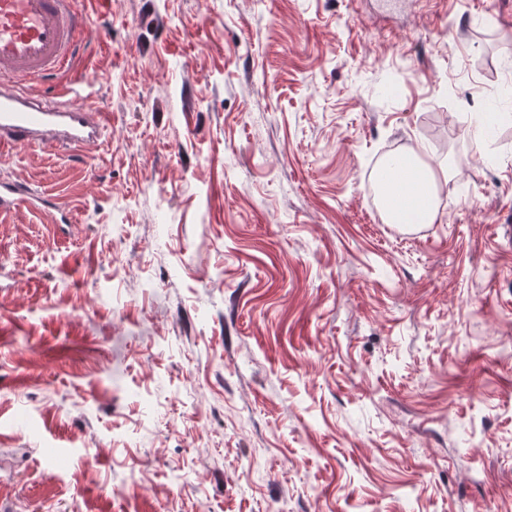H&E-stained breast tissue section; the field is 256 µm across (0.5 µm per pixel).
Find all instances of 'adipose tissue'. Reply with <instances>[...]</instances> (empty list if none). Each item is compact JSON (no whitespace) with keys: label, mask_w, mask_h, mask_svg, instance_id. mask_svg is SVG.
<instances>
[{"label":"adipose tissue","mask_w":512,"mask_h":512,"mask_svg":"<svg viewBox=\"0 0 512 512\" xmlns=\"http://www.w3.org/2000/svg\"><path fill=\"white\" fill-rule=\"evenodd\" d=\"M420 155V150L415 149L409 157L395 159L392 168L400 172V179L381 184L380 196L390 222L430 224L437 218V185L448 179L451 169L433 167L421 161Z\"/></svg>","instance_id":"obj_1"}]
</instances>
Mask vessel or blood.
Wrapping results in <instances>:
<instances>
[{
    "mask_svg": "<svg viewBox=\"0 0 512 512\" xmlns=\"http://www.w3.org/2000/svg\"><path fill=\"white\" fill-rule=\"evenodd\" d=\"M91 37L74 0H0V155L19 145L85 148L102 137L105 111L92 84L71 82L42 97L31 85L65 71ZM50 200L25 183L0 180V214L40 211Z\"/></svg>",
    "mask_w": 512,
    "mask_h": 512,
    "instance_id": "1",
    "label": "vessel or blood"
}]
</instances>
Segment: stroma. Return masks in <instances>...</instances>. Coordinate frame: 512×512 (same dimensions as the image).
I'll use <instances>...</instances> for the list:
<instances>
[{"label":"stroma","instance_id":"stroma-1","mask_svg":"<svg viewBox=\"0 0 512 512\" xmlns=\"http://www.w3.org/2000/svg\"><path fill=\"white\" fill-rule=\"evenodd\" d=\"M76 6L102 141L0 165L73 214L0 216V512H512V0ZM423 149L412 150L408 158L389 162L387 171L403 172L397 180H384L380 187L388 219L392 223L406 224L409 221L432 224L438 214L437 185L448 182L450 166L438 168L420 160ZM393 164V165H391Z\"/></svg>","mask_w":512,"mask_h":512}]
</instances>
